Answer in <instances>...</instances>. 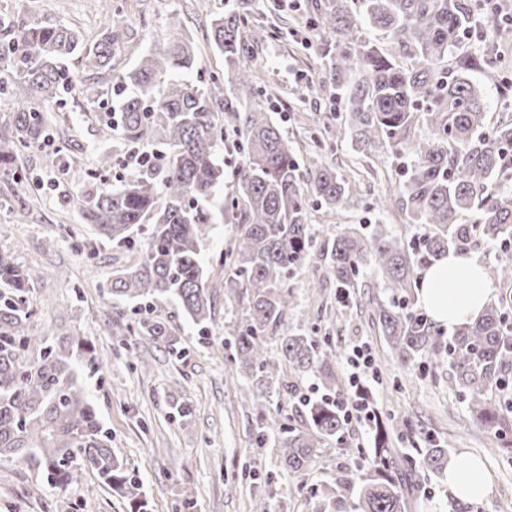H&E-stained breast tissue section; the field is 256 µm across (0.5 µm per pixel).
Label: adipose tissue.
<instances>
[{"label": "adipose tissue", "instance_id": "1", "mask_svg": "<svg viewBox=\"0 0 512 512\" xmlns=\"http://www.w3.org/2000/svg\"><path fill=\"white\" fill-rule=\"evenodd\" d=\"M489 296L481 265L451 253L427 268L421 280L420 300L434 320L444 326L473 321ZM445 480L449 494L462 502L483 500L491 490L482 463L467 453L459 454L449 464Z\"/></svg>", "mask_w": 512, "mask_h": 512}]
</instances>
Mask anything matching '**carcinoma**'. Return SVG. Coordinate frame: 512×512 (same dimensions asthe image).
Returning <instances> with one entry per match:
<instances>
[{
	"label": "carcinoma",
	"mask_w": 512,
	"mask_h": 512,
	"mask_svg": "<svg viewBox=\"0 0 512 512\" xmlns=\"http://www.w3.org/2000/svg\"><path fill=\"white\" fill-rule=\"evenodd\" d=\"M325 0L313 6L327 70L324 85L348 112L351 146L369 152L385 146L409 161L397 205L422 227L411 249L380 228L369 234L345 228L326 239L317 257L308 223L310 182L316 201L335 211L356 194V186L315 158L301 160L268 110L251 103L241 112L223 94L163 75L195 64L194 50L174 38L150 49L134 68L115 75L130 89L118 103L120 132L112 151L96 157L95 169L68 167L69 178L87 186L77 199L80 223L96 236L131 253L107 285V294L147 302L136 323L140 336L152 338L178 355L181 342L159 307L175 302L200 329L212 319L216 290L206 286L200 261L217 219L231 212L237 220L234 246L221 261L224 297L245 300L244 317L224 345L254 393L289 391L281 366L291 373L316 374L326 394L304 401L303 428L278 430L283 466L298 476L313 468L330 442L340 440L345 419L336 405L344 391L331 359L336 351L310 333L270 339L295 307L286 279L295 270L310 275L312 290L326 276L347 293L359 286L367 268L380 272L385 287L407 291L417 284L415 266L432 265L452 252L467 256L472 242L493 244L501 259L485 276L512 287V120L490 127L481 89L471 81L477 69L491 77L512 73V58L497 50H459L476 15L491 12L490 0ZM113 20L93 43L65 25H45L21 16L0 20V95L20 82L30 102L18 105L9 130L0 134V169L49 141V119L34 102L62 101L80 94L87 104L99 92L72 83L66 61L77 58L87 72L112 69V47L121 40L112 0H100ZM245 18L226 11L211 24L213 44L224 56L236 90L255 94L257 71L245 65ZM364 23L374 38L356 37ZM245 154L234 192L216 203L224 184V113ZM426 128L422 138L416 130ZM160 149L165 164L134 169L129 181H106L119 157L130 148ZM477 214L473 222L463 220ZM39 272L0 250V459H15L51 484L70 482L90 471L114 493L132 501L133 512H150L141 484L112 448L95 405L79 379L80 362L99 367L94 350L77 336L35 335L29 322L39 307L29 297ZM374 319L391 353L405 368L418 360L448 367V379L463 396L474 421L498 436L512 424V292L487 305L475 320L445 328L428 314L394 299L370 301ZM373 447L348 448L367 455L368 468L346 470L321 492L319 512H346V500L359 512H406L403 487L420 466L440 473L448 449L436 441L418 457L393 448L389 426L374 421Z\"/></svg>",
	"instance_id": "carcinoma-1"
}]
</instances>
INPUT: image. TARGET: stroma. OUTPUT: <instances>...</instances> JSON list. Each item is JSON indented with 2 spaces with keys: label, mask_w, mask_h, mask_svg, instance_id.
Here are the masks:
<instances>
[{
  "label": "stroma",
  "mask_w": 512,
  "mask_h": 512,
  "mask_svg": "<svg viewBox=\"0 0 512 512\" xmlns=\"http://www.w3.org/2000/svg\"><path fill=\"white\" fill-rule=\"evenodd\" d=\"M314 2L115 0L124 42L115 50L112 70L71 69L76 79L100 92L101 105L91 107L79 98L63 108L53 102L39 104L53 118L54 139L47 148L26 151L17 162L27 177L23 216L4 206V197L13 196L17 186L12 173L0 170V250L42 272L31 286L39 314L29 330L79 335L104 359L101 371L84 372L83 384L112 435L113 448L139 475L152 512H175V503L186 491L195 497V512H255L261 503L267 504L268 512H316L322 487L363 460L347 458L342 444L334 443L307 476L299 478L283 468L277 449L256 446L257 429L270 418L287 427L304 424L300 397H315L319 391L316 377L306 374L295 380L296 395L248 397L249 384L224 345L225 334L242 315L241 302L216 295L214 319L203 337L175 304H164L161 312L186 349L179 358L151 338L137 335L136 306L112 300L99 290L113 270L128 261L126 249L94 239L79 223L68 203L81 190L48 165L46 155L54 151L65 161L92 168L97 153L107 146L99 120L105 115L104 103L117 98L113 73L130 69L141 50L164 47L173 35L197 48L198 60L184 73V80L197 84L220 76L225 98H232L224 58L210 40L212 18L230 4L245 14L249 25L267 33L252 48V62L260 70L256 101L267 102L274 122L298 152H308L310 132L327 125L339 132V139L322 150L320 161L360 185L356 197L337 211L310 206L313 230L326 224L339 230L383 224L391 235L414 243L418 228L407 214L377 206L403 180L399 160L386 148L354 152L343 134L347 120L342 105L319 87L325 65L317 34L300 29ZM4 14L70 25L89 40L105 25L96 0H0V16ZM81 239L88 240V250L77 249ZM90 250L95 253L91 260L86 257ZM308 281L302 270L288 278L297 305L288 314L286 328L313 329L325 338L336 350V372L343 379L350 374L347 358L353 346L367 344L378 374L374 389L380 415L410 424L408 439L398 444V451L412 453L432 438L451 455L465 452L479 458L491 478V492L479 501V512H498L500 503L512 498V455L499 452L472 420L444 371L425 364L409 371L400 367L370 319L369 299L391 295L381 277L366 270L357 293L344 304L338 302L332 280H325L317 298ZM143 361L148 364L144 370L139 367ZM183 399L193 404L194 412L179 421L171 417L170 405ZM249 464L273 474V483L243 478L242 468ZM419 482L407 491L408 512H431L435 507L446 512L450 496L439 475L424 474ZM0 512H130V505L91 472L58 487L36 480L25 463L1 460Z\"/></svg>",
  "instance_id": "stroma-1"
}]
</instances>
